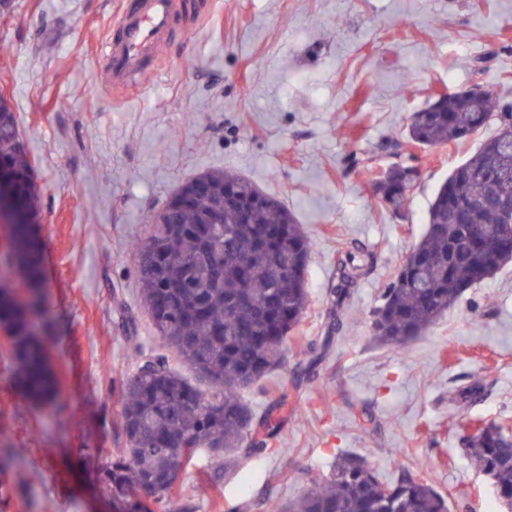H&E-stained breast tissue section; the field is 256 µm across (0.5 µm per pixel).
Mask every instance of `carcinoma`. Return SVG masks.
<instances>
[{"mask_svg":"<svg viewBox=\"0 0 512 512\" xmlns=\"http://www.w3.org/2000/svg\"><path fill=\"white\" fill-rule=\"evenodd\" d=\"M512 132V106L491 94L475 100L451 93L412 113L407 141L425 148L457 142L490 123ZM487 138L455 166L430 202L422 240L383 289L373 313L372 334L401 347L421 335L460 300L467 289L512 261V237L498 236V208L485 201V178L512 169V153ZM0 173L15 201L38 218L39 194L15 113L0 96ZM413 166L388 169L378 190L399 214L409 205L404 183ZM251 203L246 214L224 205V186ZM133 239L139 306L159 338L155 349H138L133 369L120 383L121 410L115 425L125 447L99 474L121 512H173L187 468L199 455L231 463L260 458L277 431L270 411L260 413L244 397L274 370L285 366L288 335L308 306L307 263L312 242L281 202L224 169L203 171L170 197ZM373 265V253L342 251L331 316L343 327L354 288ZM18 271L22 287L0 283V353L16 366L14 384L28 402L56 406L58 381L48 365L46 284L38 246L23 257L14 245L0 251V272ZM328 333L308 343L301 371L313 372L334 346ZM194 379L174 369L170 356ZM475 466L487 473L502 503L512 502V425L481 423L464 437ZM13 449L0 440V499L18 487L8 480ZM268 512H450L447 497L419 472L407 470L389 482L363 458L342 454L329 475L301 497L273 501Z\"/></svg>","mask_w":512,"mask_h":512,"instance_id":"1","label":"carcinoma"}]
</instances>
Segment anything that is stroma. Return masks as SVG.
<instances>
[{
    "label": "stroma",
    "mask_w": 512,
    "mask_h": 512,
    "mask_svg": "<svg viewBox=\"0 0 512 512\" xmlns=\"http://www.w3.org/2000/svg\"><path fill=\"white\" fill-rule=\"evenodd\" d=\"M0 19V87L40 192L39 242L55 342L58 409L24 401L0 357V435L16 452L20 493L0 512H113L97 478L123 440L112 426L136 347L158 338L136 296L128 243L183 182L229 169L284 202L313 247L307 312L287 363L246 391L271 399L275 454L232 470L202 458L183 476L178 512H214L213 497L294 498L337 454L383 475L421 462L452 512H504L461 450L472 424L512 417V262L468 289L405 350L378 344L374 309L421 240L448 173L496 134L406 143L413 112L478 83L512 104V0H185L160 72L130 94L104 78L102 42L121 0H13ZM396 163L419 171L405 218L375 183ZM375 254L330 356L296 382L308 341L331 319L326 296L351 243ZM480 383L458 403L456 389ZM401 456H394V449ZM41 469L40 483L22 479Z\"/></svg>",
    "instance_id": "1"
}]
</instances>
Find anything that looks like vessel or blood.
<instances>
[{
	"instance_id": "b4317fda",
	"label": "vessel or blood",
	"mask_w": 512,
	"mask_h": 512,
	"mask_svg": "<svg viewBox=\"0 0 512 512\" xmlns=\"http://www.w3.org/2000/svg\"><path fill=\"white\" fill-rule=\"evenodd\" d=\"M179 8V0H123L121 36L102 48L113 89L142 87L156 73Z\"/></svg>"
}]
</instances>
